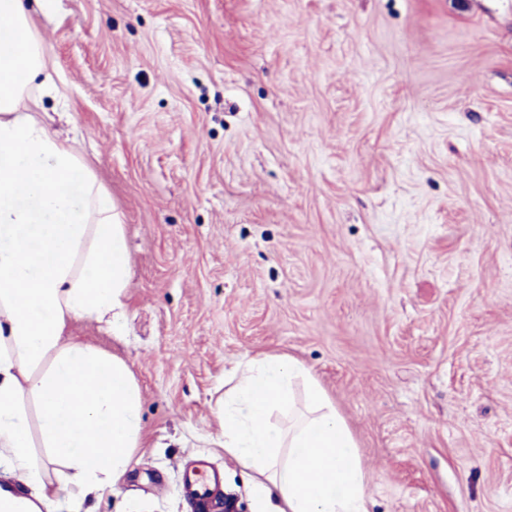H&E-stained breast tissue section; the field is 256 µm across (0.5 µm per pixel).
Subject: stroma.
<instances>
[{"label":"stroma","instance_id":"obj_1","mask_svg":"<svg viewBox=\"0 0 512 512\" xmlns=\"http://www.w3.org/2000/svg\"><path fill=\"white\" fill-rule=\"evenodd\" d=\"M63 128L122 214L148 436L87 512H192L237 365L298 358L368 512H512V0H54Z\"/></svg>","mask_w":512,"mask_h":512}]
</instances>
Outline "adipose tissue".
I'll return each instance as SVG.
<instances>
[{
    "label": "adipose tissue",
    "instance_id": "adipose-tissue-1",
    "mask_svg": "<svg viewBox=\"0 0 512 512\" xmlns=\"http://www.w3.org/2000/svg\"><path fill=\"white\" fill-rule=\"evenodd\" d=\"M0 0V470L29 488L0 500L36 512L44 469L65 467L71 500L112 491L145 437L140 389L120 357L71 341L78 319L120 334L129 253L109 194L73 145L34 111L51 76L32 7ZM303 367L292 357L241 364L224 401V452L260 476L259 512H368L357 445L326 392L310 383L308 416L270 420Z\"/></svg>",
    "mask_w": 512,
    "mask_h": 512
}]
</instances>
